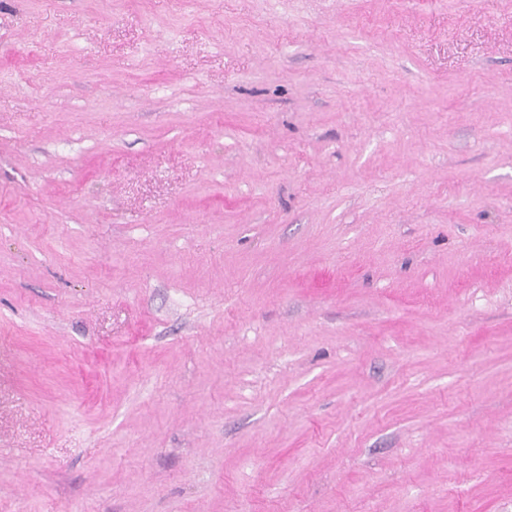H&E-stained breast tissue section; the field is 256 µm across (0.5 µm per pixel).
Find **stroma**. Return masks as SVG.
<instances>
[{"mask_svg":"<svg viewBox=\"0 0 512 512\" xmlns=\"http://www.w3.org/2000/svg\"><path fill=\"white\" fill-rule=\"evenodd\" d=\"M0 512H512V0H0Z\"/></svg>","mask_w":512,"mask_h":512,"instance_id":"obj_1","label":"stroma"}]
</instances>
